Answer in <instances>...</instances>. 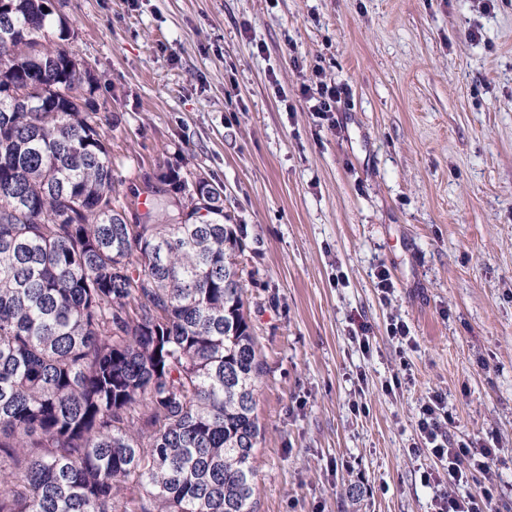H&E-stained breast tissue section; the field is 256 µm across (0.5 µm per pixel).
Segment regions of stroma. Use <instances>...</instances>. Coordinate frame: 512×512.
<instances>
[{
  "label": "stroma",
  "instance_id": "obj_1",
  "mask_svg": "<svg viewBox=\"0 0 512 512\" xmlns=\"http://www.w3.org/2000/svg\"><path fill=\"white\" fill-rule=\"evenodd\" d=\"M54 5L102 79L119 191L178 163L243 230L259 512H432L449 485L421 475L447 464L413 447L436 391L512 512V0ZM319 73L351 90L332 126L301 96Z\"/></svg>",
  "mask_w": 512,
  "mask_h": 512
}]
</instances>
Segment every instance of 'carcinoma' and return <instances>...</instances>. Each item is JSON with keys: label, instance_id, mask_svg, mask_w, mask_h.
Instances as JSON below:
<instances>
[{"label": "carcinoma", "instance_id": "carcinoma-1", "mask_svg": "<svg viewBox=\"0 0 512 512\" xmlns=\"http://www.w3.org/2000/svg\"><path fill=\"white\" fill-rule=\"evenodd\" d=\"M50 0H0V512H258L264 376L224 189L123 195Z\"/></svg>", "mask_w": 512, "mask_h": 512}]
</instances>
